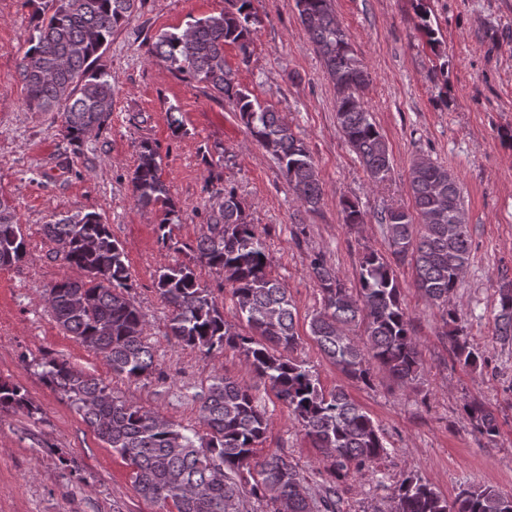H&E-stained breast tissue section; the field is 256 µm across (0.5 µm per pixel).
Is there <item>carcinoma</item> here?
I'll return each mask as SVG.
<instances>
[{"instance_id": "1", "label": "carcinoma", "mask_w": 512, "mask_h": 512, "mask_svg": "<svg viewBox=\"0 0 512 512\" xmlns=\"http://www.w3.org/2000/svg\"><path fill=\"white\" fill-rule=\"evenodd\" d=\"M142 0H46L34 16L29 47L19 76L33 112L62 113L64 137L81 152L85 136L103 129L112 112L108 73L92 69L112 33L126 24ZM218 15L195 20L180 32L158 35L150 55L177 78L195 83L206 95L228 99L251 137L280 165L296 199L308 212L319 210L323 184L313 157L288 121L241 87L224 61V47L235 46L246 64L251 56L253 26L259 22L254 0H227ZM301 24L333 82L340 132L380 183L391 171L389 146L365 108L362 95L372 83L331 0H295ZM413 211L390 208L380 217L390 256L366 251L351 289L319 256L311 273L323 294L324 307L310 321V333L336 368L352 380L369 384L377 365L403 384L423 375L419 344L401 300L394 266L408 264L423 296L442 308L449 339L464 367L483 365L478 349L462 336L449 306L470 256V236L460 187L448 169L434 162L413 163L408 176ZM132 195L144 207L164 212L157 233L163 246H176L169 215L175 203L161 178V157L152 142L139 143L132 173ZM210 207L196 241L195 259L224 275L236 308L250 332L231 330L211 289L201 285L186 264L163 266L157 292L168 307L166 336L208 357L236 349L255 376L269 384L289 414L332 460L333 478L350 472L374 474L387 454L379 428L351 398L336 387L325 391L304 363L287 356L298 344L291 298L269 276V252L255 225L244 217L235 188L213 177L207 185ZM347 224L365 223V214L348 199L340 202ZM55 257L81 273L63 276L46 290L44 302L56 325L100 357L116 377L145 381L157 371L147 321L130 298L131 273L121 242L96 212L53 216L42 227ZM28 254V243L14 208L0 196V268L14 266ZM364 326V339L346 333ZM497 339L512 342V289L500 293ZM30 366L51 390L61 395L106 447L131 469L137 493L161 512H243L252 500L266 502L268 512H336V486L311 498L300 472L281 451L257 457L268 429L266 413L251 387L227 375L213 374L193 396L203 432L191 431L157 411L114 395L111 384L83 372L60 357L45 355ZM0 410L33 419L39 408L23 386L0 380ZM464 410L487 436L498 434L493 413L478 402ZM391 512H512V496L491 487H464L451 501L422 478L409 475L391 495Z\"/></svg>"}]
</instances>
